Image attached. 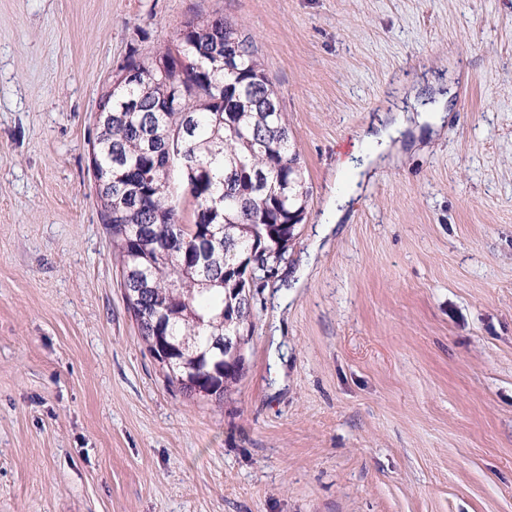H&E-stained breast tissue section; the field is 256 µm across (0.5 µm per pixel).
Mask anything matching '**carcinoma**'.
I'll return each instance as SVG.
<instances>
[{
    "instance_id": "cac0c4a2",
    "label": "carcinoma",
    "mask_w": 512,
    "mask_h": 512,
    "mask_svg": "<svg viewBox=\"0 0 512 512\" xmlns=\"http://www.w3.org/2000/svg\"><path fill=\"white\" fill-rule=\"evenodd\" d=\"M181 59L126 91H104L112 115L99 121L93 175L101 218L119 251L127 309L151 352L159 332L185 355L234 334L246 344L253 272L284 257L307 214L305 168L251 36L223 17L191 18L160 52ZM133 98L138 110H121ZM178 168L195 203L186 222L171 198ZM242 349L224 356V376H195L223 400L240 381ZM171 384L190 395L183 362L162 364Z\"/></svg>"
}]
</instances>
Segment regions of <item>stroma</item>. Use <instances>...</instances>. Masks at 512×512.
<instances>
[{
	"label": "stroma",
	"instance_id": "obj_1",
	"mask_svg": "<svg viewBox=\"0 0 512 512\" xmlns=\"http://www.w3.org/2000/svg\"><path fill=\"white\" fill-rule=\"evenodd\" d=\"M213 15L310 187L220 403L147 350L90 164L115 68ZM444 85L324 224L360 131ZM0 512H512V0H0Z\"/></svg>",
	"mask_w": 512,
	"mask_h": 512
}]
</instances>
